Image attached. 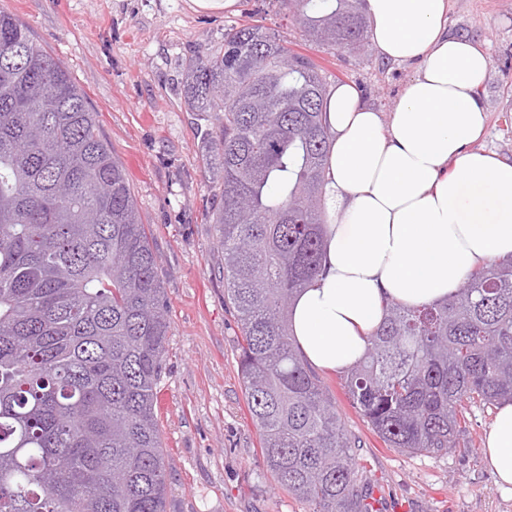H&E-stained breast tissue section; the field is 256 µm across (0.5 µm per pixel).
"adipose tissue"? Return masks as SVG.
I'll return each instance as SVG.
<instances>
[{
    "instance_id": "adipose-tissue-1",
    "label": "adipose tissue",
    "mask_w": 512,
    "mask_h": 512,
    "mask_svg": "<svg viewBox=\"0 0 512 512\" xmlns=\"http://www.w3.org/2000/svg\"><path fill=\"white\" fill-rule=\"evenodd\" d=\"M365 8L376 55L417 69L385 116L354 85L328 97L323 272L297 294L292 330L304 359L330 371L362 356L385 300H445L482 263L512 256V161L477 146L489 54L449 28L451 0ZM482 453L512 494V402L497 408Z\"/></svg>"
}]
</instances>
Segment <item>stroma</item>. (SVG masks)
Returning a JSON list of instances; mask_svg holds the SVG:
<instances>
[{
    "label": "stroma",
    "instance_id": "obj_1",
    "mask_svg": "<svg viewBox=\"0 0 512 512\" xmlns=\"http://www.w3.org/2000/svg\"><path fill=\"white\" fill-rule=\"evenodd\" d=\"M62 62L97 112L159 257L170 328L157 394L167 462V512H308L279 488L260 456L238 369L241 328L224 303V254L209 216L220 174L202 144L213 113L190 111L184 70L219 50L224 28L262 19L269 32L312 57L331 84L350 83L381 112L395 106L414 65H388L372 46L328 50L304 42L278 0H0ZM449 26L485 48L491 70L479 98L488 113L480 146L512 158V0H452ZM346 430L358 436L360 472L384 503L406 512H512L481 450L494 408L468 417L470 450L442 456L386 447L324 373Z\"/></svg>",
    "mask_w": 512,
    "mask_h": 512
}]
</instances>
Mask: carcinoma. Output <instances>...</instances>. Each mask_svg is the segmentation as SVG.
Wrapping results in <instances>:
<instances>
[{
	"label": "carcinoma",
	"mask_w": 512,
	"mask_h": 512,
	"mask_svg": "<svg viewBox=\"0 0 512 512\" xmlns=\"http://www.w3.org/2000/svg\"><path fill=\"white\" fill-rule=\"evenodd\" d=\"M279 2L315 44L368 42L365 0ZM329 93L320 66L259 23L224 27V48L187 65L189 108L216 121L210 222L263 464L310 512H368L361 441L291 334L294 298L322 270ZM168 330L158 257L97 113L1 8L0 512H166L154 399ZM339 379L386 447H467L471 408L512 400V258L441 303H386Z\"/></svg>",
	"instance_id": "obj_1"
}]
</instances>
